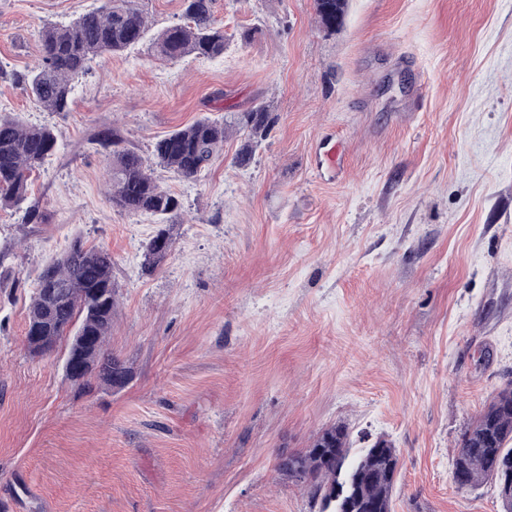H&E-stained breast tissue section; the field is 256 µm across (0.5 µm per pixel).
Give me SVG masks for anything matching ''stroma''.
I'll return each mask as SVG.
<instances>
[{"mask_svg":"<svg viewBox=\"0 0 512 512\" xmlns=\"http://www.w3.org/2000/svg\"><path fill=\"white\" fill-rule=\"evenodd\" d=\"M99 4L0 0V65L25 71L43 24ZM216 16L223 57L100 54L64 112L0 77V114L57 140L29 188L45 221L0 209V512H320L275 466L336 423L351 454L394 443L392 512H501L452 461L512 381V0H349L333 34L314 0ZM261 105L277 121L248 167L234 134L198 181L155 168L183 222L142 274L161 221L112 208L101 133L147 155ZM77 237L114 259L121 388L68 380L67 339L24 342L39 273Z\"/></svg>","mask_w":512,"mask_h":512,"instance_id":"stroma-1","label":"stroma"}]
</instances>
